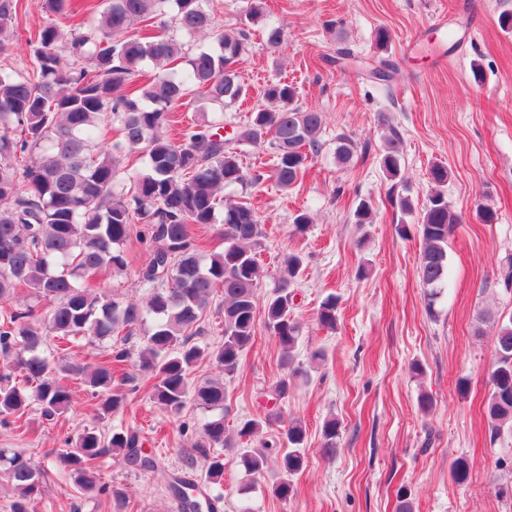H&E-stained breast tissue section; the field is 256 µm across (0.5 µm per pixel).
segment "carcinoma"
I'll list each match as a JSON object with an SVG mask.
<instances>
[{
    "label": "carcinoma",
    "mask_w": 512,
    "mask_h": 512,
    "mask_svg": "<svg viewBox=\"0 0 512 512\" xmlns=\"http://www.w3.org/2000/svg\"><path fill=\"white\" fill-rule=\"evenodd\" d=\"M208 0H106L99 16L83 31L64 33L57 18L71 16L67 0H44L50 16L31 48L30 69L0 68V424H21L36 405L46 419L72 408L64 380L78 377L98 398L97 418L109 419L125 406L117 390L128 363L151 380L150 396L163 411L179 416L191 402L213 412L199 429L194 451L203 459L205 480L166 472L142 451L138 432L113 427L103 433L85 427L55 456L82 491L112 499L118 509L130 500L99 477L98 461L107 455L129 466L161 475L181 512H217L224 498V456L238 440L260 434L269 417L247 420L231 434L224 423V383L195 385L190 374L208 359L234 374L255 340L256 315L279 343L288 375H304L295 362L300 326L294 317V286L304 260L286 254L273 294L260 301L262 277L258 250L264 231L251 201L224 202V188L257 187L267 181L283 190L301 183L323 146L322 113L298 104L296 88L282 81L267 85L265 103L249 112L233 137H221L224 108L247 99L238 65L248 51L246 31L220 32ZM16 0H0V51L16 39ZM142 24L138 31L133 30ZM175 28L214 49L190 48L169 34ZM171 66L163 75L147 76L143 67ZM191 107L200 116L173 136L174 112ZM118 125L119 140L102 142L104 126ZM336 162L350 166L368 145L345 135L336 138ZM274 150L272 167L245 169L247 147ZM404 151L402 134L393 129L384 140L380 163L390 180L393 207L410 213L409 197L396 191ZM34 156L18 163L19 154ZM144 163L128 174L129 164ZM430 193L420 222L402 224L400 236L416 231L421 253L419 279L428 306L448 288V238L458 217L448 205V167L429 170ZM220 224L224 249L208 253L195 232L198 225ZM149 241V257L137 269L145 301L123 302L97 291L92 280L121 274L128 267L123 246L134 229ZM224 313L222 341L212 347L194 342L199 323L216 293ZM25 293L49 304L45 312L23 304ZM338 299L327 296L316 313L326 330L337 325ZM479 320L496 327V360L491 373L487 419L491 436L512 429V313L486 311ZM138 329L146 341L137 360L121 344L109 346L100 360L73 357L81 342L122 336ZM56 344L48 343V338ZM318 452L339 451L336 419L323 422ZM306 430L291 421L263 450L244 451L237 464L249 481L263 474L269 461L279 462L281 479L272 492L286 501L294 495L292 477L306 464ZM287 452H282V449ZM0 472L15 494L12 512H28L42 493L43 469L22 452L0 449Z\"/></svg>",
    "instance_id": "1"
}]
</instances>
